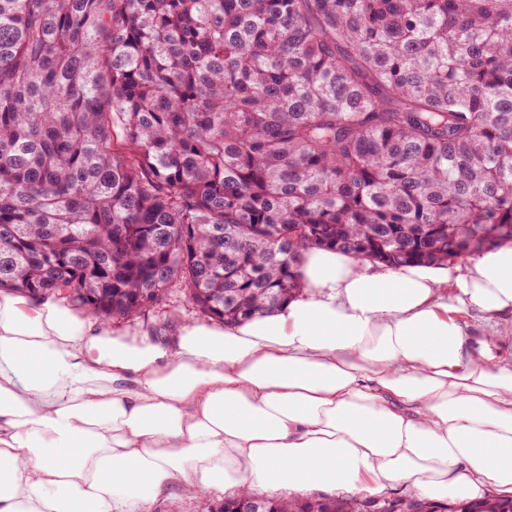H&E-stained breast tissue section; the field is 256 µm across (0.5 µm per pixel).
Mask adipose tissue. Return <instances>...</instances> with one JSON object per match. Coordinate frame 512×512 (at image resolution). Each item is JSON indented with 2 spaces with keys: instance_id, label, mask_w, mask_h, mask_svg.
<instances>
[{
  "instance_id": "obj_1",
  "label": "adipose tissue",
  "mask_w": 512,
  "mask_h": 512,
  "mask_svg": "<svg viewBox=\"0 0 512 512\" xmlns=\"http://www.w3.org/2000/svg\"><path fill=\"white\" fill-rule=\"evenodd\" d=\"M302 291L241 325L111 337L0 290V512L200 508L255 488L512 498V243L391 268L311 248ZM491 327L471 338L461 318ZM152 512H196L193 500L173 492L158 499L152 506Z\"/></svg>"
}]
</instances>
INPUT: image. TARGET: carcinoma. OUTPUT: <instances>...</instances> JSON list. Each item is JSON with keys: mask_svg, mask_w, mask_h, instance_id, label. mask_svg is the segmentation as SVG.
Wrapping results in <instances>:
<instances>
[{"mask_svg": "<svg viewBox=\"0 0 512 512\" xmlns=\"http://www.w3.org/2000/svg\"><path fill=\"white\" fill-rule=\"evenodd\" d=\"M509 241L512 0H0V288L240 324L300 290L307 248Z\"/></svg>", "mask_w": 512, "mask_h": 512, "instance_id": "carcinoma-1", "label": "carcinoma"}]
</instances>
